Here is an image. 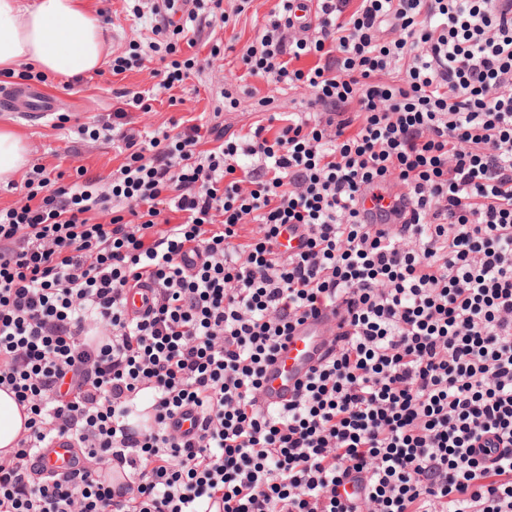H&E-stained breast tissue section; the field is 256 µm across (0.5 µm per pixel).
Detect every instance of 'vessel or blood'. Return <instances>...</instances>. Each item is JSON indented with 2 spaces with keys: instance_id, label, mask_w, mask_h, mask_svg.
Wrapping results in <instances>:
<instances>
[{
  "instance_id": "obj_1",
  "label": "vessel or blood",
  "mask_w": 512,
  "mask_h": 512,
  "mask_svg": "<svg viewBox=\"0 0 512 512\" xmlns=\"http://www.w3.org/2000/svg\"><path fill=\"white\" fill-rule=\"evenodd\" d=\"M19 97L25 98L28 111L43 117L53 115L62 107L59 100L47 97L37 87L19 85L0 92V109L13 111L14 101ZM338 322L334 309L328 308L318 317L308 318L303 324L297 325L275 360L266 367L264 404L287 403L297 383L303 381L324 356ZM33 462L45 473L60 477L72 474L83 464L79 451L58 439L49 447L37 450Z\"/></svg>"
}]
</instances>
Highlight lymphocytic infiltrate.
Instances as JSON below:
<instances>
[{
    "instance_id": "f902f5d3",
    "label": "lymphocytic infiltrate",
    "mask_w": 512,
    "mask_h": 512,
    "mask_svg": "<svg viewBox=\"0 0 512 512\" xmlns=\"http://www.w3.org/2000/svg\"><path fill=\"white\" fill-rule=\"evenodd\" d=\"M295 2L240 61L310 111L144 134L119 109L111 179L44 176L0 209V389L29 415L0 512H512V0ZM152 33L168 91L196 39ZM328 306L330 358L264 406L266 364ZM57 438L83 467L35 474Z\"/></svg>"
}]
</instances>
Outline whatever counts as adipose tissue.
<instances>
[{
	"instance_id": "1",
	"label": "adipose tissue",
	"mask_w": 512,
	"mask_h": 512,
	"mask_svg": "<svg viewBox=\"0 0 512 512\" xmlns=\"http://www.w3.org/2000/svg\"><path fill=\"white\" fill-rule=\"evenodd\" d=\"M110 30L89 0H0V74L32 67L74 79L100 72ZM30 162L25 136L0 128V183Z\"/></svg>"
}]
</instances>
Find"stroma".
<instances>
[{
	"mask_svg": "<svg viewBox=\"0 0 512 512\" xmlns=\"http://www.w3.org/2000/svg\"><path fill=\"white\" fill-rule=\"evenodd\" d=\"M238 0H223V8L229 14L227 27L215 31H203L202 41L195 47H182L183 57L198 56L200 69L186 84L174 88L172 93L160 94L152 103V109L143 112L125 107L128 121L139 129L152 131L170 126L180 118L204 117L205 121L218 123L234 133L248 131L251 124L279 112H302L306 109L309 92L303 88L280 90L272 84L246 79L235 53L211 58L208 45L219 40L235 45L237 49L248 45L261 24L274 7L275 0H252L249 9L237 13ZM145 12L142 19H135L133 6ZM93 10L110 9L113 31L111 56L129 55L132 48L147 52L152 40L151 28L158 21L150 14L148 0H90ZM152 62H144L122 74H113L110 67L91 76L68 80L48 76L44 90L53 97L65 101L66 110L50 118L41 119L26 112L0 110V125L23 130L31 151V164L47 169L71 172L85 167L92 175H109L124 160L118 145L111 137L96 139L83 135V126L98 128L111 124L112 115L123 107L121 92L152 90L156 79ZM232 92L233 100H226L225 92Z\"/></svg>",
	"mask_w": 512,
	"mask_h": 512,
	"instance_id": "stroma-1",
	"label": "stroma"
}]
</instances>
